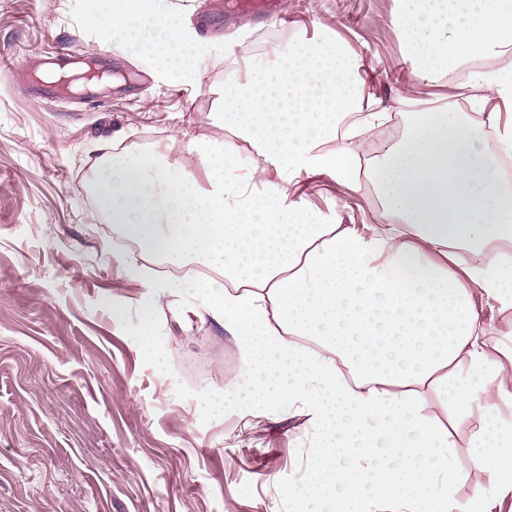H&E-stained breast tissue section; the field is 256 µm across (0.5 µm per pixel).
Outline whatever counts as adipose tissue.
Masks as SVG:
<instances>
[{"mask_svg":"<svg viewBox=\"0 0 512 512\" xmlns=\"http://www.w3.org/2000/svg\"><path fill=\"white\" fill-rule=\"evenodd\" d=\"M102 38L124 30L152 61L199 79L178 11L118 0L91 15ZM412 76L466 69L467 109L402 95L404 129L370 153L389 114L361 59L329 36L291 44L279 69L224 86V127L252 141L248 162L220 139L190 140L206 174L126 147L105 153L88 187L106 223L157 262H192L218 280L158 277L124 262L144 293L141 328L173 295L179 323H220L253 374L260 413L307 417L308 483L289 491L332 512H455L458 429L471 424L481 475L464 512H512V344L487 315L512 310V0H398L390 19ZM493 137L478 146L480 135ZM352 194L371 186L389 225L345 224L311 205L302 179ZM389 451L380 460L378 446ZM355 463L338 466L339 453Z\"/></svg>","mask_w":512,"mask_h":512,"instance_id":"ef3b65f1","label":"adipose tissue"}]
</instances>
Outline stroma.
<instances>
[{"instance_id":"1","label":"stroma","mask_w":512,"mask_h":512,"mask_svg":"<svg viewBox=\"0 0 512 512\" xmlns=\"http://www.w3.org/2000/svg\"><path fill=\"white\" fill-rule=\"evenodd\" d=\"M113 2L0 0V512H293L305 417L256 413L236 340L208 318L181 328L179 297L142 336L141 288L120 265L135 249L99 220L86 188L99 147L156 149L204 180L170 137L224 136L214 103L225 58L246 59L262 41L254 58L274 69L288 42L319 30L350 44L386 107L400 92L456 106V82L410 79L395 0H287L286 25L228 15L226 0H156L161 14L182 6L199 43L196 81L145 59L121 30L101 41L87 18ZM52 46L78 61L109 48L131 89L92 102L26 94L30 54ZM305 191L342 219L388 221L375 195L330 178Z\"/></svg>"}]
</instances>
